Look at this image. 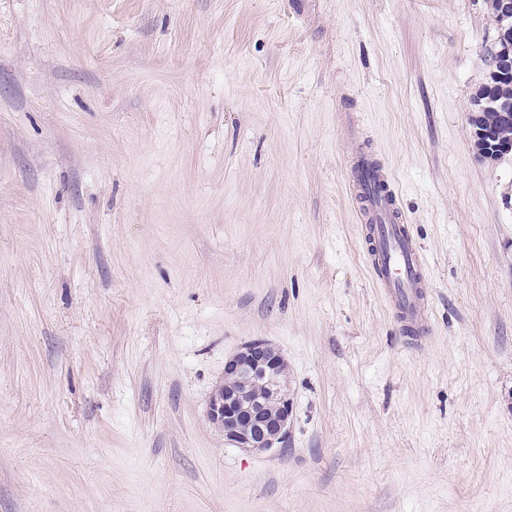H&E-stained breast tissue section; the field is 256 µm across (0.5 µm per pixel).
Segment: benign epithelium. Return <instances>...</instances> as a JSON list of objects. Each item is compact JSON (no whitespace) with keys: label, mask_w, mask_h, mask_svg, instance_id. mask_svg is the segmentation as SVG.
<instances>
[{"label":"benign epithelium","mask_w":512,"mask_h":512,"mask_svg":"<svg viewBox=\"0 0 512 512\" xmlns=\"http://www.w3.org/2000/svg\"><path fill=\"white\" fill-rule=\"evenodd\" d=\"M499 44L493 54V73L512 77V0H500ZM498 110V121L485 113L469 114L474 148L479 158L494 160L512 152V112L497 85L481 93ZM293 413L287 364L271 342L247 341L224 360V381L211 396L207 416L224 433V441L246 451L268 452L284 443Z\"/></svg>","instance_id":"obj_1"}]
</instances>
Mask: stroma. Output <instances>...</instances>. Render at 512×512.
I'll list each match as a JSON object with an SVG mask.
<instances>
[{"label": "stroma", "mask_w": 512, "mask_h": 512, "mask_svg": "<svg viewBox=\"0 0 512 512\" xmlns=\"http://www.w3.org/2000/svg\"><path fill=\"white\" fill-rule=\"evenodd\" d=\"M487 0H0V512H512V152ZM426 260L372 283L352 158ZM288 363L283 448L207 417ZM508 85H505L506 88L503 89L502 94L512 99V92ZM497 86L498 84L488 85L481 93L485 103L493 105L499 111L497 123L494 125L492 122H487V119H494L496 111L486 108L483 102L479 103L478 93L474 98V110L477 111L469 114L474 148L477 156L482 160H494L502 154L512 152V112H508L511 100L499 94ZM485 113H487L486 116ZM293 413L287 364L271 342H244L224 360V381L211 396L207 416L224 441L246 451L283 444Z\"/></svg>", "instance_id": "1"}]
</instances>
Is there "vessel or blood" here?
I'll list each match as a JSON object with an SVG mask.
<instances>
[{"mask_svg":"<svg viewBox=\"0 0 512 512\" xmlns=\"http://www.w3.org/2000/svg\"><path fill=\"white\" fill-rule=\"evenodd\" d=\"M352 185L366 218L364 232L372 280L408 338H416L420 318L429 307L421 246L403 222L386 168L370 158H358L352 168Z\"/></svg>","mask_w":512,"mask_h":512,"instance_id":"b4317fda","label":"vessel or blood"}]
</instances>
